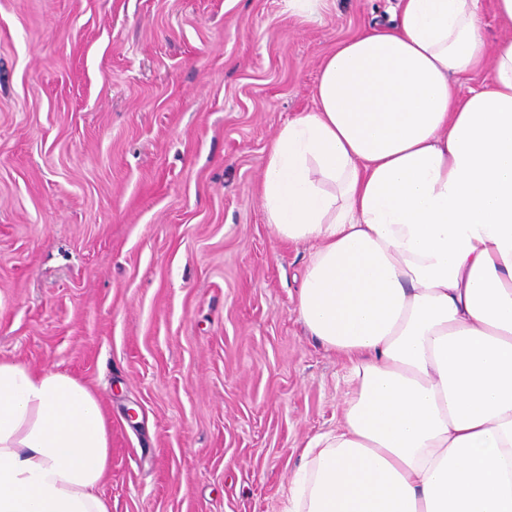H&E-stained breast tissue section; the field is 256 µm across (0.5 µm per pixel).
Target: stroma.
I'll return each instance as SVG.
<instances>
[{"label": "stroma", "instance_id": "1", "mask_svg": "<svg viewBox=\"0 0 512 512\" xmlns=\"http://www.w3.org/2000/svg\"><path fill=\"white\" fill-rule=\"evenodd\" d=\"M396 0H0V359L108 420L112 512H282L346 367L259 183L323 57Z\"/></svg>", "mask_w": 512, "mask_h": 512}]
</instances>
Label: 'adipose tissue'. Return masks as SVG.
<instances>
[{
    "label": "adipose tissue",
    "mask_w": 512,
    "mask_h": 512,
    "mask_svg": "<svg viewBox=\"0 0 512 512\" xmlns=\"http://www.w3.org/2000/svg\"><path fill=\"white\" fill-rule=\"evenodd\" d=\"M480 11L397 0L268 148L267 223L314 246L299 318L348 383L283 512H512V40ZM109 455L91 389L0 360V512H110ZM481 21L484 35L490 48L501 38H512V29L504 28L499 24L495 16L492 0L481 1Z\"/></svg>",
    "instance_id": "1"
}]
</instances>
